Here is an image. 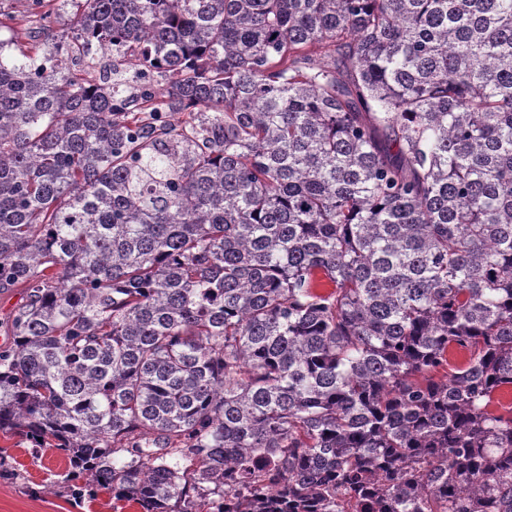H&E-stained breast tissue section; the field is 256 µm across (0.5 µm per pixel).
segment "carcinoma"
Listing matches in <instances>:
<instances>
[{"label":"carcinoma","instance_id":"1","mask_svg":"<svg viewBox=\"0 0 512 512\" xmlns=\"http://www.w3.org/2000/svg\"><path fill=\"white\" fill-rule=\"evenodd\" d=\"M2 29L1 434L146 512H512V0Z\"/></svg>","mask_w":512,"mask_h":512}]
</instances>
